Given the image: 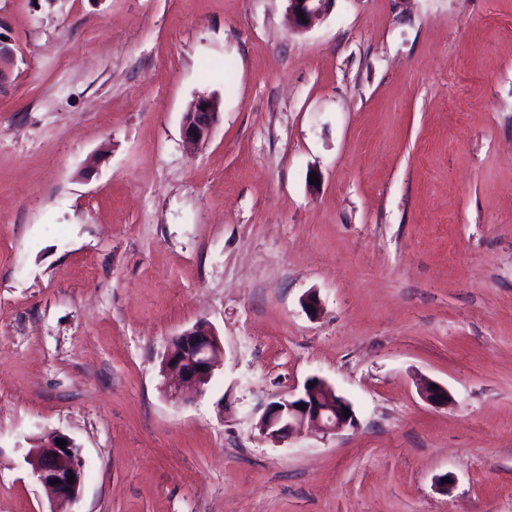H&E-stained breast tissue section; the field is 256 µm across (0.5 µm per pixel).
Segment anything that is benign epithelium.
Here are the masks:
<instances>
[{
  "label": "benign epithelium",
  "mask_w": 512,
  "mask_h": 512,
  "mask_svg": "<svg viewBox=\"0 0 512 512\" xmlns=\"http://www.w3.org/2000/svg\"><path fill=\"white\" fill-rule=\"evenodd\" d=\"M288 14L296 28L304 30L317 18L325 16L335 0H287ZM306 21H301V18ZM219 103L208 96L200 97L186 113L182 124L184 142L196 146L204 142L218 121ZM178 345H168L162 361V372L171 375L165 389L170 395L187 392L189 398L205 395L215 371L221 366L223 345L208 326L196 324L173 337ZM204 370H198V367ZM422 398L431 405L446 406L452 402L448 390L429 382L421 389ZM304 404L300 410L296 405ZM351 403L336 394L322 378L311 377L302 388L277 394L266 404L256 423L260 435L273 443L298 434L306 425H313L325 435H333L346 427L357 425ZM65 447L56 441L36 444L28 452L27 462L36 479L46 486L60 506L74 502L83 483L84 471L80 449L68 437ZM74 479H69V476Z\"/></svg>",
  "instance_id": "1"
}]
</instances>
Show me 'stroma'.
<instances>
[{
  "mask_svg": "<svg viewBox=\"0 0 512 512\" xmlns=\"http://www.w3.org/2000/svg\"><path fill=\"white\" fill-rule=\"evenodd\" d=\"M287 7L0 0V512H51L56 433L72 512H512V0ZM313 376L357 428L263 439ZM288 14L297 29H307L317 18L325 16L335 0H287ZM303 13L306 22L301 21ZM219 103L208 96L200 97L193 109L183 119L182 133L184 142L196 146L204 142L218 121ZM174 340L180 346H175ZM223 354V345L211 327L196 324L183 330L172 338L163 357L162 373L172 375L165 389L171 397L178 392H189L190 399L204 396ZM198 366L204 371H199ZM56 439L67 441L65 449ZM27 462L36 479L46 486L61 507L74 502L83 483L80 449L67 436L56 435L49 444H36L29 450ZM74 475L73 483L69 476Z\"/></svg>",
  "mask_w": 512,
  "mask_h": 512,
  "instance_id": "obj_1",
  "label": "stroma"
}]
</instances>
